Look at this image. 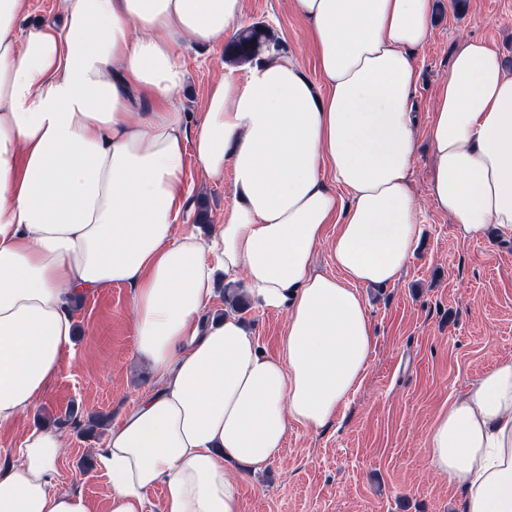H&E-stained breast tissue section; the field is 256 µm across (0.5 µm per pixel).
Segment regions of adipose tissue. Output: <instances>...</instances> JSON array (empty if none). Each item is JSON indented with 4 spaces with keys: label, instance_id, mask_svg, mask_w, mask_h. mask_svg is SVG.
<instances>
[{
    "label": "adipose tissue",
    "instance_id": "obj_1",
    "mask_svg": "<svg viewBox=\"0 0 512 512\" xmlns=\"http://www.w3.org/2000/svg\"><path fill=\"white\" fill-rule=\"evenodd\" d=\"M320 82L272 36L208 90L188 127L184 49L232 39L243 0H0V425L57 378L83 298L130 290L136 351L155 388L97 449L106 512H240L238 462L278 459L291 424L318 431L360 386L375 349L360 288L397 281L420 237L410 189L413 51L433 0H290ZM431 192L462 238L512 236V72L464 40L432 104ZM238 203L208 231L178 229L185 156ZM329 244L335 273L313 267ZM284 314L270 355L238 313L204 322L216 280ZM464 512H512V360L457 396L426 435ZM61 433L30 427L0 465V512H94L52 489Z\"/></svg>",
    "mask_w": 512,
    "mask_h": 512
}]
</instances>
